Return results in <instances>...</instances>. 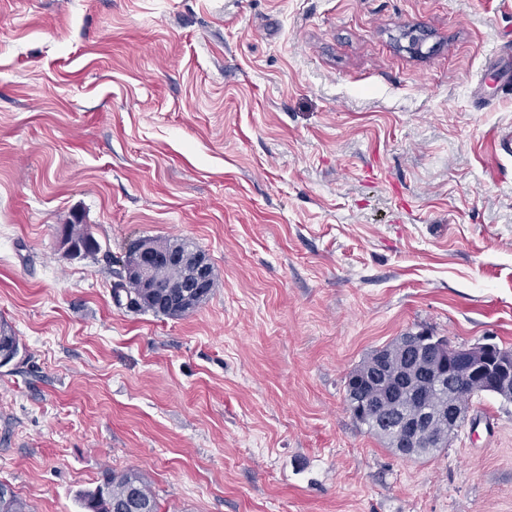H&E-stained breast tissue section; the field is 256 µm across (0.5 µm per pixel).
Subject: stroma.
<instances>
[{"label": "stroma", "mask_w": 512, "mask_h": 512, "mask_svg": "<svg viewBox=\"0 0 512 512\" xmlns=\"http://www.w3.org/2000/svg\"><path fill=\"white\" fill-rule=\"evenodd\" d=\"M512 0H0V482L83 512H512V400L411 460L345 376L407 332L512 351ZM81 213L100 244L68 258ZM138 237L215 286L117 306ZM81 502L87 512H159L144 475L137 470L118 474L107 470L100 484L81 494Z\"/></svg>", "instance_id": "stroma-1"}]
</instances>
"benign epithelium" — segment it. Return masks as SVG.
Instances as JSON below:
<instances>
[{"label": "benign epithelium", "instance_id": "obj_1", "mask_svg": "<svg viewBox=\"0 0 512 512\" xmlns=\"http://www.w3.org/2000/svg\"><path fill=\"white\" fill-rule=\"evenodd\" d=\"M134 259L125 270V278L138 281L139 287L147 294L153 292L156 284L154 272L168 267L184 270L182 280L176 285L177 291L171 294L173 301L181 308H189L196 294L209 284L210 267L206 255L200 251L187 252L174 244L158 250L147 240L138 239L130 246ZM400 360V368L395 370L396 383L388 386V401L378 405L396 406L401 389L423 392L419 384L435 390L448 392V404L439 411L402 412L399 414L396 448L402 455H412L418 448H442L445 439L431 433L433 421L442 416L448 420V431L459 429L467 417L464 396L471 390L481 387L497 392L512 394V359L498 354V348L491 343H477L468 347H455L439 341H428L417 334L398 339L396 350H384L372 370L349 380L347 403L354 415L370 408L355 401L356 388L367 389L377 384L380 375L390 369L392 359Z\"/></svg>", "mask_w": 512, "mask_h": 512}]
</instances>
